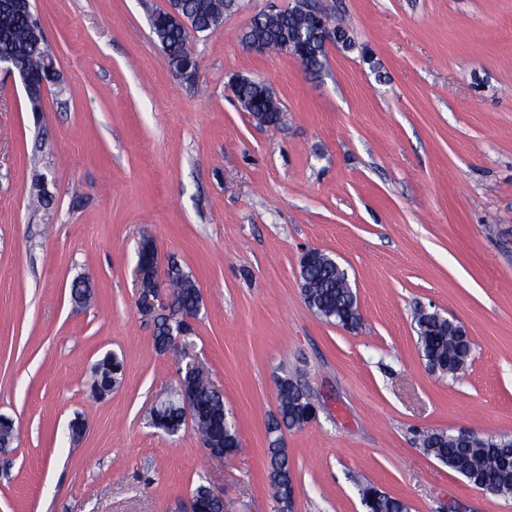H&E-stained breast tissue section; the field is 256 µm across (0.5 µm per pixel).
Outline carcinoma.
<instances>
[{
	"label": "carcinoma",
	"instance_id": "1",
	"mask_svg": "<svg viewBox=\"0 0 512 512\" xmlns=\"http://www.w3.org/2000/svg\"><path fill=\"white\" fill-rule=\"evenodd\" d=\"M169 3L187 18L189 25H153L151 31L175 76L191 82L194 77L185 76L184 71L193 55V37L214 32L224 21V14L235 6V0H169ZM308 26L306 18L292 10L257 15L242 33L241 41L245 44L259 41L270 51L284 52L286 36ZM50 56L52 52L46 38L35 35L29 11L21 0L10 10L0 12V57L10 59L16 72L28 76V100L34 112L41 110L42 84L51 88L59 79L58 71L50 68L47 61ZM325 57V46L320 42L314 43L306 67L312 70L321 68ZM235 95L239 101L264 113L267 125L279 123L280 103L261 83L240 78L235 83ZM299 277L304 298L318 316L342 327L353 321L358 314L356 295L345 287L344 275L336 269L330 256L321 251L316 253L312 264L300 266ZM171 294L173 304L169 322L160 324L154 334V347L160 353L168 350L171 332L179 328L184 314H196L202 305L195 277L178 265L175 266ZM71 295L76 304H87L92 296L90 283L84 279L74 280ZM415 331L422 356L432 371L453 376L463 370L470 356V342L459 325L443 316L417 315ZM122 374L123 362L110 353L105 355L91 367L93 393L98 397L104 396L111 388L112 379H119ZM183 392L191 393L195 398L199 410L198 424L205 435L210 459L215 463L223 462L226 455L239 448L237 432L228 419L223 397L208 382L187 375L182 376L176 394ZM308 404L310 397L302 395L300 389L289 382L279 392V415L272 416L268 423V434L272 436L269 474L279 477L285 495L293 478L288 453L282 444L281 427L300 428L302 409ZM162 418V430L168 434H175L184 426L181 413L173 404L163 410ZM421 446L434 458H447L448 468L462 475L470 484H480L489 477L498 494L512 495V436L490 435L482 447L465 448L452 439V435L436 430L422 434ZM363 492L372 499V512H409L403 500L378 494L374 487H366ZM193 495L202 504V512H224V501L213 496L210 485L199 483Z\"/></svg>",
	"mask_w": 512,
	"mask_h": 512
}]
</instances>
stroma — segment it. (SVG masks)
<instances>
[{
    "label": "stroma",
    "mask_w": 512,
    "mask_h": 512,
    "mask_svg": "<svg viewBox=\"0 0 512 512\" xmlns=\"http://www.w3.org/2000/svg\"><path fill=\"white\" fill-rule=\"evenodd\" d=\"M354 45L321 70L256 53L251 19L294 0H236L195 39V83L150 30L168 0H31L61 74L32 112L0 71V512H177L203 480L224 512H281L266 425L280 378L319 402L283 433L293 512H366L374 485L410 512H512L423 452L426 430L512 435V0H313ZM266 83L278 127L231 83ZM53 197L34 209V174ZM193 274L203 302L179 353L138 308L142 236ZM315 248L348 272L361 323L306 304ZM92 303L76 307L75 278ZM462 325L472 354L433 372L419 309ZM124 360L98 398L91 367ZM202 367L241 442L220 467L185 426L152 428L163 385ZM85 433L72 440L69 425Z\"/></svg>",
    "instance_id": "stroma-1"
}]
</instances>
